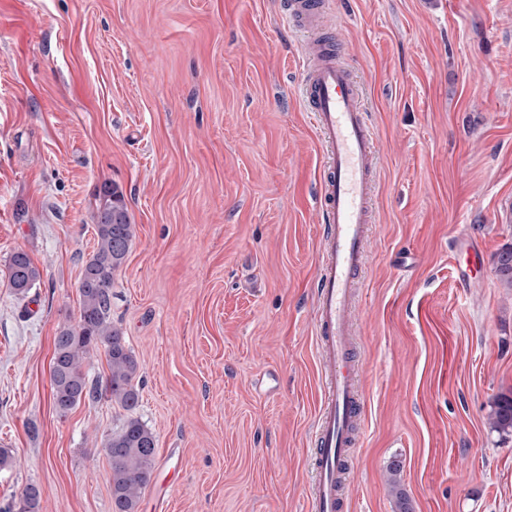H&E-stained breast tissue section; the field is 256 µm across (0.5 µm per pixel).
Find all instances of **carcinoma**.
<instances>
[{
	"instance_id": "obj_1",
	"label": "carcinoma",
	"mask_w": 512,
	"mask_h": 512,
	"mask_svg": "<svg viewBox=\"0 0 512 512\" xmlns=\"http://www.w3.org/2000/svg\"><path fill=\"white\" fill-rule=\"evenodd\" d=\"M96 247L81 274L80 319L75 327L60 329L54 339L51 364V395L59 415L64 416L82 400L99 397V389L86 378L83 363L104 349L109 375L105 392L128 413L123 426L107 440L112 489V512H136L155 467L154 434L134 416L140 403L139 362L120 328L112 324V285L123 267L135 238L136 225L125 197L114 185L99 191L95 208ZM499 277L512 286V248L499 254ZM41 273L28 254L14 252L9 260L11 288L26 294L40 280ZM494 430L512 432V396L495 400L489 412ZM41 492L30 484L23 491V512H39Z\"/></svg>"
}]
</instances>
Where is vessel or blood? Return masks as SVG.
Returning <instances> with one entry per match:
<instances>
[{
    "mask_svg": "<svg viewBox=\"0 0 512 512\" xmlns=\"http://www.w3.org/2000/svg\"><path fill=\"white\" fill-rule=\"evenodd\" d=\"M330 0H282L290 29L306 33L302 45L301 105L323 145L317 204L323 224L314 276L312 326L323 401L310 445L313 478L309 512H344L350 451L366 414L364 369L353 326L355 301L376 222L378 151L362 85L348 62V48L329 20ZM466 252L461 287L481 286L485 253L461 237Z\"/></svg>",
    "mask_w": 512,
    "mask_h": 512,
    "instance_id": "vessel-or-blood-1",
    "label": "vessel or blood"
}]
</instances>
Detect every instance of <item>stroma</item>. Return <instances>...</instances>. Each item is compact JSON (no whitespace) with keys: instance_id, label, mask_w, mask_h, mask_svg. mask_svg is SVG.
Wrapping results in <instances>:
<instances>
[{"instance_id":"stroma-1","label":"stroma","mask_w":512,"mask_h":512,"mask_svg":"<svg viewBox=\"0 0 512 512\" xmlns=\"http://www.w3.org/2000/svg\"><path fill=\"white\" fill-rule=\"evenodd\" d=\"M383 148L359 294L367 420L349 512H512V0H333ZM280 0H0V512H112L108 395L59 417L54 338L80 316L103 185L136 238L112 321L137 417L183 451L168 512H307L322 391L310 320L322 145ZM477 237L483 286L456 282ZM28 253L41 283L13 293ZM8 268L11 288L20 295L26 294L41 278L39 269L22 250L11 255ZM489 424L494 430L512 432V396L503 395L495 400L489 412Z\"/></svg>"}]
</instances>
